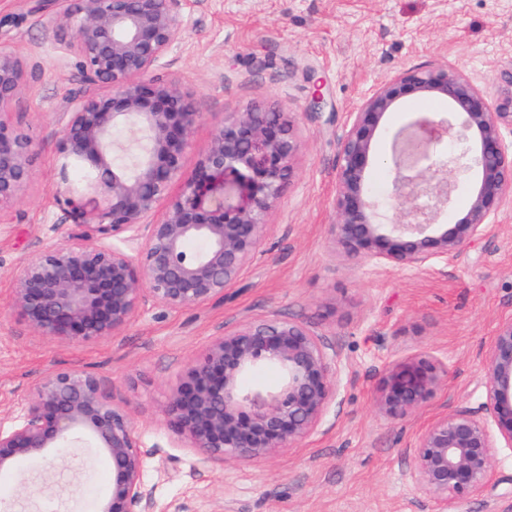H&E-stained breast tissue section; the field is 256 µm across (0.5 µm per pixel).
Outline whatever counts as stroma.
<instances>
[{"label": "stroma", "instance_id": "stroma-1", "mask_svg": "<svg viewBox=\"0 0 512 512\" xmlns=\"http://www.w3.org/2000/svg\"><path fill=\"white\" fill-rule=\"evenodd\" d=\"M181 34L155 68L189 97L202 122L181 159L191 176L214 127L233 112L265 106L297 120L294 176L270 213L257 258L223 299L171 311L149 303L121 334L90 343L34 335L8 288L30 253L58 242L69 209L57 185L60 113L104 85L84 84L77 57L57 39L54 0H0V43L35 76L13 122L34 141L32 179L0 211V421L20 415L50 372L83 369L129 414L148 449L143 478L156 512H435L407 480L413 445L434 419L484 402L483 357L498 322L512 315V210L489 238L449 265L400 271L362 264L336 245L333 198L348 113L407 68L461 70L492 99L512 94V0H176ZM321 92L335 124L308 113ZM444 101L406 97L387 114L376 151L417 112ZM292 319L323 334L342 375L329 411L300 447L243 461L207 456L172 433L163 407L184 369L224 329L247 320ZM427 356L448 376L437 396L404 419L375 410L386 368ZM497 486L454 512H512V450L496 449ZM111 463L80 448L0 471V512H97ZM61 495H33L44 483Z\"/></svg>", "mask_w": 512, "mask_h": 512}]
</instances>
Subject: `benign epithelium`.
Segmentation results:
<instances>
[{
  "mask_svg": "<svg viewBox=\"0 0 512 512\" xmlns=\"http://www.w3.org/2000/svg\"><path fill=\"white\" fill-rule=\"evenodd\" d=\"M174 0H60L55 30L69 37L87 96L62 113L59 184L70 169L102 198L91 219L73 204L79 231L30 254L12 279L13 307L37 336L99 341L123 333L147 302L181 311L224 298L260 252L267 218L292 177L301 148L289 114L255 107L212 132L193 174L164 212L161 200L181 176V158L203 113L152 72L178 39ZM32 71L0 46V207L32 179L33 141L13 123ZM439 99L446 112H418L394 137L386 164L392 193L369 190L380 162L373 143L402 98ZM132 132L119 144L113 130ZM512 97L494 102L470 77L446 66L409 68L382 83L348 115L339 141L335 240L363 263L397 270L448 263L491 232L512 206ZM467 204L453 208L458 183ZM199 240L202 251L189 253ZM136 245L131 256L127 246ZM486 415L459 410L433 420L414 444L407 479L438 512L494 484V449H512V317L499 321L483 358ZM260 368L278 374L272 388L251 385ZM447 369L414 356L391 364L375 407L401 420L431 401ZM336 354L324 335L292 320L245 322L211 339L173 389L166 413L174 433L211 456L246 460L299 447L336 397ZM88 438L108 455L111 490L99 512H155L143 480L148 451L126 410L82 369L54 371L23 413L0 422V471Z\"/></svg>",
  "mask_w": 512,
  "mask_h": 512,
  "instance_id": "obj_1",
  "label": "benign epithelium"
}]
</instances>
